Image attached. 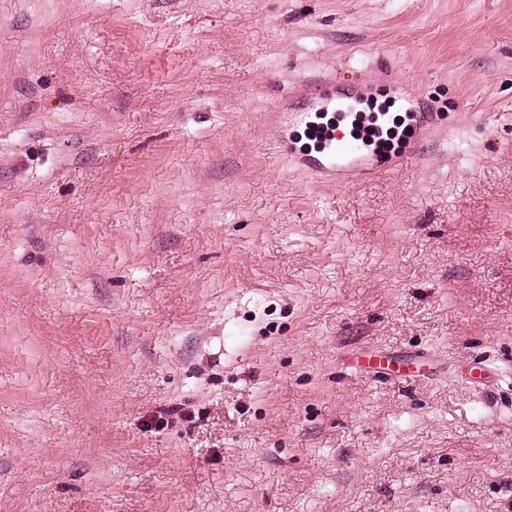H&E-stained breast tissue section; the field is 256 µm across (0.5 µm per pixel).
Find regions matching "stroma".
Instances as JSON below:
<instances>
[{
	"instance_id": "obj_1",
	"label": "stroma",
	"mask_w": 512,
	"mask_h": 512,
	"mask_svg": "<svg viewBox=\"0 0 512 512\" xmlns=\"http://www.w3.org/2000/svg\"><path fill=\"white\" fill-rule=\"evenodd\" d=\"M0 512H512V0H0ZM370 96L369 87L365 83L357 84L354 90L337 91L336 86L323 85L314 104L317 110L328 112L336 107V119L332 117L326 122L311 120L310 108L295 109L288 117L297 124L309 127L318 140L315 141L321 150L319 156H300L301 164L316 177L341 182L364 175L374 167L376 152L382 148L377 142L378 131L382 128L377 124V114L344 113L352 109L354 102H362ZM353 115L354 127L348 130L341 123ZM371 143V144H369Z\"/></svg>"
}]
</instances>
